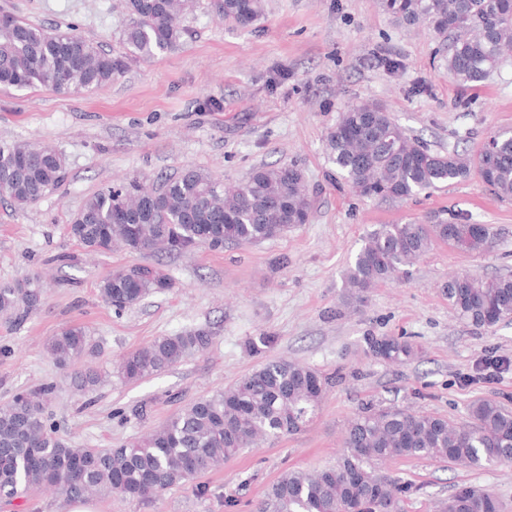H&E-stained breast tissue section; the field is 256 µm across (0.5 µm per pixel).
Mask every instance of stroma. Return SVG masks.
Instances as JSON below:
<instances>
[{
    "label": "stroma",
    "instance_id": "obj_1",
    "mask_svg": "<svg viewBox=\"0 0 512 512\" xmlns=\"http://www.w3.org/2000/svg\"><path fill=\"white\" fill-rule=\"evenodd\" d=\"M6 11L47 29L75 31L123 62L93 92L46 86L0 88V144L28 142L58 152L67 180L36 204L0 200V284L30 281L42 302L20 324L0 318V404L46 383L56 435L74 448H116L160 426L197 398L224 390L259 365L249 338L275 339L266 355L295 360L332 385L303 431L245 448L161 496L129 501L96 495L97 512H259L270 484L288 470L334 466L354 414L395 404L466 422L468 404L493 398L512 409V322L491 329L458 319L443 293L449 277H512V201L478 176L406 200L362 198L337 177L325 144L348 106L371 100L434 152H472L491 132L512 129V56L485 81L462 87L446 73L447 49L424 23L407 25L380 0H264L242 27L194 0L178 45L152 59L127 57L124 0H0ZM396 60L399 70L386 66ZM301 170L313 217L254 244L200 246L170 255L117 248L90 254L69 233L73 214L98 190L132 179L158 187L195 167L227 184L263 165ZM484 224L492 248L468 254L433 243L406 275L372 288L358 310L341 302L343 274L379 224ZM146 265L171 280L166 291L115 311L99 285L113 270ZM84 327L103 380L79 393L76 367L58 366L45 343ZM213 332L210 347L137 382L117 376L126 353L161 336ZM395 336L419 350L392 365L365 353L367 335ZM505 360L495 382L488 359ZM377 474L405 486L403 512H433L467 483L492 490L512 512V462L471 469L395 457ZM72 502L40 488L0 512H70Z\"/></svg>",
    "mask_w": 512,
    "mask_h": 512
}]
</instances>
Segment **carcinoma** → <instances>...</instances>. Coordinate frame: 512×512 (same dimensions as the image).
<instances>
[{
	"label": "carcinoma",
	"mask_w": 512,
	"mask_h": 512,
	"mask_svg": "<svg viewBox=\"0 0 512 512\" xmlns=\"http://www.w3.org/2000/svg\"><path fill=\"white\" fill-rule=\"evenodd\" d=\"M192 0H126V55L151 59L173 49L182 37L181 16ZM398 21H426L448 36L446 69L459 85L484 81L512 52V0H381ZM223 18L243 27L258 21L263 0H214ZM121 62L73 32L47 30L16 16L0 27V86L37 84L59 92L93 91L112 82ZM492 147L473 154L431 152L409 136L373 102L351 106L327 138L328 159L362 197L406 199L477 174L503 201L512 200V129L492 134ZM66 167L54 150L28 143L0 145V199L30 206L56 192ZM129 219H112L116 204ZM312 206L303 175L291 165L255 169L227 186L207 173L186 168L159 189L131 180L86 198L70 234L86 249L108 253L121 244L131 253L160 248L181 253L199 245L258 243L309 223ZM439 240L470 254L489 249L490 233L469 224H379L368 232L343 276V305L356 309L374 285L397 277ZM171 287L168 277L146 266L117 269L99 286L111 307H132ZM459 317L483 328L512 321V278L482 279L457 274L443 288ZM41 302L32 283L0 285V315L21 321ZM206 328L161 336L124 355L117 372L138 381L209 348ZM60 366L94 356L85 331L71 326L46 346ZM365 353L377 361L411 359L412 344L394 336L365 337ZM90 390L102 381L88 368L76 375ZM329 378L314 368L269 358L234 384L201 397L168 418L142 440L118 448H71L55 436L47 406L49 385L15 394L0 406V496L11 500L41 487L78 499L93 491L129 500L155 498L193 480L242 448L300 432L310 422ZM469 422L396 406L366 405L349 422L335 466L284 472L267 491L262 512H400L407 487L375 476L374 460L410 457L468 468H489L512 459V410L491 398L472 401ZM437 512H499L490 490L460 485L439 501Z\"/></svg>",
	"instance_id": "cac0c4a2"
}]
</instances>
